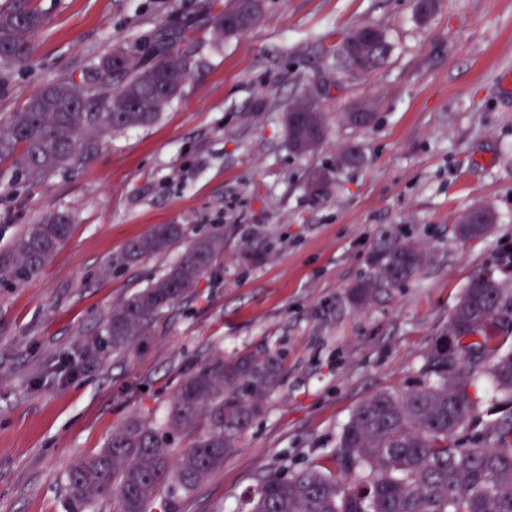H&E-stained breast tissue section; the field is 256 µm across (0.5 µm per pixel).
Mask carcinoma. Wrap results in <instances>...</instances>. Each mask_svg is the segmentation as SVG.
<instances>
[{
  "label": "carcinoma",
  "mask_w": 512,
  "mask_h": 512,
  "mask_svg": "<svg viewBox=\"0 0 512 512\" xmlns=\"http://www.w3.org/2000/svg\"><path fill=\"white\" fill-rule=\"evenodd\" d=\"M259 0H230L212 16L217 35H232L258 18ZM44 25L34 0L0 3V77L28 62L32 36ZM186 36L160 33L144 65L118 45L89 70L78 87L47 84L19 112L0 123V162L17 159L26 182L36 185L54 172L75 168L98 151L110 132L154 123L187 75ZM294 149L312 153L325 136V119L312 100L289 108ZM459 217V239L488 233L489 208L470 222ZM72 230L63 213L24 224L0 252V285L18 287L51 261ZM179 224H157L111 258L106 272L162 255L183 244L178 259L146 287L103 318L97 340L101 357L118 353L149 335L153 324L186 300L224 252L215 231L182 243ZM424 256L405 234H386L372 248L369 271L348 289L356 307L371 305L418 273ZM283 357L261 350L226 357L218 352L188 373L155 424L133 416L97 454L72 463L66 482L68 512H90L115 500L117 512H172L176 498L191 495L224 465L253 422L265 414L279 384ZM426 384L416 390L377 391L361 401L342 427L332 458L336 472L315 465L270 472L250 495L245 512H512V412L496 419L470 446L457 436L477 413L471 388L483 383L512 396V291L495 273L474 270L448 320L424 358Z\"/></svg>",
  "instance_id": "cac0c4a2"
}]
</instances>
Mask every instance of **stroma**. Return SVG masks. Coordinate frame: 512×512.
Segmentation results:
<instances>
[{"label": "stroma", "mask_w": 512, "mask_h": 512, "mask_svg": "<svg viewBox=\"0 0 512 512\" xmlns=\"http://www.w3.org/2000/svg\"><path fill=\"white\" fill-rule=\"evenodd\" d=\"M45 24L32 62L0 79V122L48 83H82L118 45L142 62L162 29L189 38L188 75L150 126L105 137L76 169L28 185L0 162V250L47 212L73 229L41 273L0 288V512H67L66 475L129 416L162 420L184 376L211 353L282 352L285 375L238 448L174 512H239L270 470L329 465L353 409L373 393L424 382L423 357L445 331L473 269L499 268L512 289V0H261L232 36L208 19L225 0H36ZM382 29V65L359 74L338 52L354 29ZM314 99L326 136L294 151L289 107ZM366 128L348 124L359 101ZM357 148L362 163L337 165ZM332 187L311 197L313 171ZM496 221L458 240L474 206ZM157 224L196 237L224 230V253L196 293L150 335L99 361L113 305L144 288L178 251L115 273L106 263ZM426 253L417 275L369 307L346 288L368 270L381 232Z\"/></svg>", "instance_id": "stroma-1"}]
</instances>
